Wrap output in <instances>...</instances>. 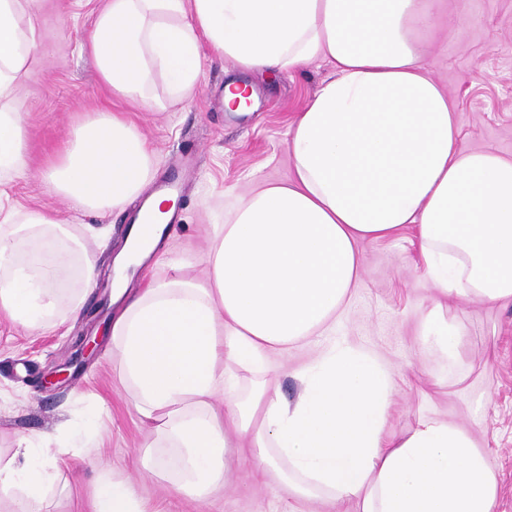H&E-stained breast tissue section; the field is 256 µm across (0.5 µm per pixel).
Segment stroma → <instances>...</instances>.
<instances>
[{
    "instance_id": "stroma-1",
    "label": "stroma",
    "mask_w": 512,
    "mask_h": 512,
    "mask_svg": "<svg viewBox=\"0 0 512 512\" xmlns=\"http://www.w3.org/2000/svg\"><path fill=\"white\" fill-rule=\"evenodd\" d=\"M102 5L103 0H37L34 8L44 67L18 91L28 164L21 173L0 175V222L21 220L32 211L61 214L67 221L62 241L89 247L98 277L81 316L62 327L26 330L0 317V449L28 436L34 446L56 450L59 472L41 512H90L101 467L130 482L147 512H335L328 502L294 498L275 477L256 474L238 450L223 492L204 499L171 492L167 479L151 470L154 435L121 382L111 337L101 339L94 359L68 381L51 388L43 383L44 374L68 362L79 336L97 332L100 320H111V261L136 212L131 205L90 213L49 185L48 164L74 126L98 112L123 115L154 154V183L178 186L165 239L149 264L136 268L130 288L177 273L200 278L213 225L225 223L233 205L258 184L292 177L288 128L331 72L326 61L315 60L290 75H248L258 106L238 115L225 111L221 101L224 83L236 69L204 44L200 85L174 97L155 80L152 92L163 106L144 112L111 96L85 47ZM424 61L455 104L462 145L512 156V0H466L457 33L436 32ZM203 199L208 209L200 208ZM359 248L362 282L330 335L289 346L273 360L281 394L297 397L296 371L326 347L348 344L370 351L394 380L387 433L402 435L423 417L459 426L488 451L499 485L494 512H512V302L438 298L424 277L414 230ZM439 300L453 311L461 331L452 364L421 336L423 319ZM91 412L101 417L94 429V466L82 461L70 439L71 429Z\"/></svg>"
}]
</instances>
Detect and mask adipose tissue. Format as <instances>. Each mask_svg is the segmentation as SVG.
Returning <instances> with one entry per match:
<instances>
[{"label":"adipose tissue","mask_w":512,"mask_h":512,"mask_svg":"<svg viewBox=\"0 0 512 512\" xmlns=\"http://www.w3.org/2000/svg\"><path fill=\"white\" fill-rule=\"evenodd\" d=\"M36 0H0V173L26 166L16 91L43 60ZM465 0H106L86 42L113 96L142 110L153 74L174 94L201 81L199 43L240 69L288 73L331 66L288 132L293 178L258 186L215 228L209 274L112 289V354L139 415L155 422L156 459L176 490L223 488L232 460L224 426L257 450L258 469L290 494L351 502L355 512H493L497 475L471 436L425 417L386 434L394 381L370 353L330 346L300 369L287 400L271 355L328 330L361 282L358 244L411 227L433 290L494 304L512 300V157L460 143L453 104L423 66L438 24L455 27ZM49 177L85 209L123 208L153 177L146 141L104 112L73 133ZM65 221L28 213L0 229V313L26 329L65 325L98 272L86 248L58 246ZM76 272L79 285L65 287ZM426 343L457 353L450 310L426 315ZM257 375L241 392L222 364ZM223 393V404L213 401ZM0 454V493L42 501L51 449ZM92 512H143L134 487L101 475Z\"/></svg>","instance_id":"adipose-tissue-1"}]
</instances>
